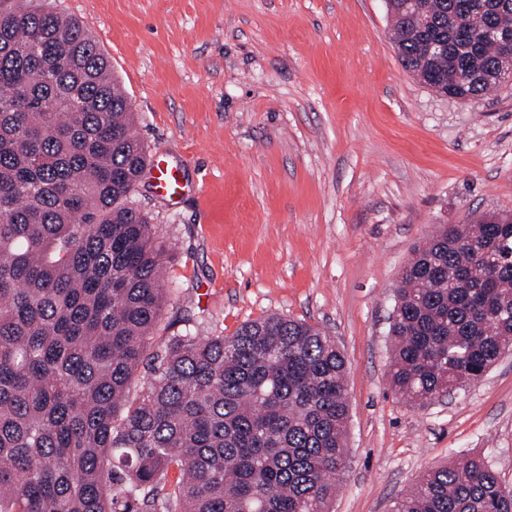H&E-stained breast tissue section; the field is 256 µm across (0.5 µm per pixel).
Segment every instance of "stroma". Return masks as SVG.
<instances>
[{
    "label": "stroma",
    "instance_id": "obj_1",
    "mask_svg": "<svg viewBox=\"0 0 512 512\" xmlns=\"http://www.w3.org/2000/svg\"><path fill=\"white\" fill-rule=\"evenodd\" d=\"M106 54L176 198L131 200L170 243L153 346L277 314L346 359L347 470L330 512H391L478 454L512 486V354L447 400L390 378L394 291L448 224L512 212V84L461 104L404 71L386 0H53Z\"/></svg>",
    "mask_w": 512,
    "mask_h": 512
}]
</instances>
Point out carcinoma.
I'll return each mask as SVG.
<instances>
[{
	"label": "carcinoma",
	"mask_w": 512,
	"mask_h": 512,
	"mask_svg": "<svg viewBox=\"0 0 512 512\" xmlns=\"http://www.w3.org/2000/svg\"><path fill=\"white\" fill-rule=\"evenodd\" d=\"M418 2L432 35L401 15L392 28L406 72L466 104L512 83L488 73L486 35L512 25V0ZM133 125L79 21L0 0V512H329L349 418L331 337L270 315L148 354L169 250L130 201L150 162ZM466 237L444 231L402 272L390 378L407 401L512 350V215ZM392 512H512V487L471 455Z\"/></svg>",
	"instance_id": "cac0c4a2"
}]
</instances>
